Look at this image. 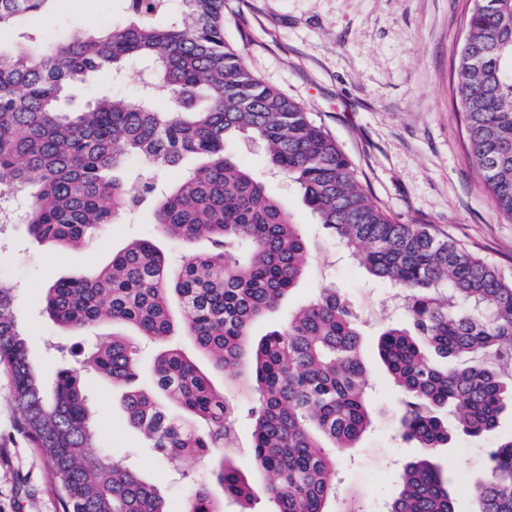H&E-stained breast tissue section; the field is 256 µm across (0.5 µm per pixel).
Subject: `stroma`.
<instances>
[{"mask_svg": "<svg viewBox=\"0 0 512 512\" xmlns=\"http://www.w3.org/2000/svg\"><path fill=\"white\" fill-rule=\"evenodd\" d=\"M227 5V37L239 45L265 83L301 104L335 137L371 201L401 223L425 224L448 234L512 275V219L485 192L459 109L456 68L474 0H227ZM124 22L119 6H108L107 0H60L51 14H29L26 26L56 41L84 29ZM142 83L137 66L119 83L108 73H98L72 91L66 105L77 108L110 91L133 95ZM232 153L261 177L293 223L318 244L296 288L273 313L254 324V334L285 324L289 314L314 300L326 284L351 300L362 324L375 418L357 447L338 462V491L331 508L383 512L396 492L398 472L418 453L399 436L398 393L376 355L379 333L406 321L407 311L390 282L370 276L338 242L327 238L296 184L269 170L263 143L243 140ZM151 213L147 205L131 208L76 250L36 242L22 223L0 229V276L14 287L15 310L29 354L47 380H54L61 368L80 367L84 354L109 328H61L42 313L46 288L98 271L113 252L136 239H157L173 261L185 249H209L203 238L187 248L160 237ZM232 374L228 368L215 373L213 380L237 405V462L248 472L249 401L232 383ZM82 380L93 390L101 448L136 466L146 479L160 480L170 506L186 512L195 485L208 478V463L197 460L179 468L159 458L127 424L120 389L88 369H83ZM19 416L10 379L0 370V512H59L46 485L44 459L19 432ZM436 460L450 476L458 512H472L473 485L489 477L485 442L455 437L448 447L438 449Z\"/></svg>", "mask_w": 512, "mask_h": 512, "instance_id": "1", "label": "stroma"}]
</instances>
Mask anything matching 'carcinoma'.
<instances>
[{
  "label": "carcinoma",
  "instance_id": "obj_1",
  "mask_svg": "<svg viewBox=\"0 0 512 512\" xmlns=\"http://www.w3.org/2000/svg\"><path fill=\"white\" fill-rule=\"evenodd\" d=\"M60 0H0V28L13 25L23 50L0 53V188L25 198L31 235L78 247L126 207L154 202L165 237L190 244L173 266L151 239L129 243L91 276L46 289L43 313L65 329L110 323L81 366L125 387L131 427L168 461H214L187 512H224L210 492L242 504L254 487L230 454L236 407L211 373L243 366L252 419L249 455L274 512H330L336 462L373 425L365 391L363 333L353 305L324 288L288 322L260 337L252 326L306 271L309 243L255 173L229 150L240 137L268 147L270 169L294 181L329 236L407 301L408 319L384 330L378 356L399 393L400 435L421 448L399 474L387 512H456L435 452L454 433L491 440V477L474 486L478 512H512V276L457 240L402 224L374 204L336 139L305 108L264 83L225 36V0H121L119 29H88L46 44L26 15ZM134 64L152 73L138 96L105 94L81 110L59 106L68 88L108 68L120 81ZM470 155L495 206L512 217V0H475L457 69ZM195 165L166 194L157 174ZM206 356L210 370L180 342ZM157 344L153 389L137 386L140 343ZM0 368L20 408L18 426L44 456L61 512H174L156 481L100 450L80 372L65 369L46 390L0 278Z\"/></svg>",
  "mask_w": 512,
  "mask_h": 512
}]
</instances>
